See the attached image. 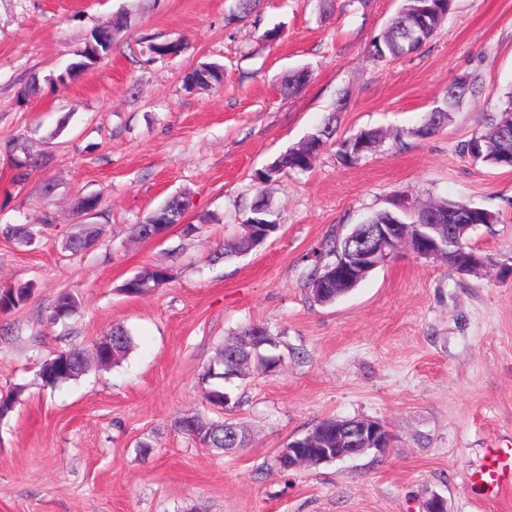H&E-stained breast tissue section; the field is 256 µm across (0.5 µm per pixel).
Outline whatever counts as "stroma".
<instances>
[{"label":"stroma","instance_id":"stroma-1","mask_svg":"<svg viewBox=\"0 0 512 512\" xmlns=\"http://www.w3.org/2000/svg\"><path fill=\"white\" fill-rule=\"evenodd\" d=\"M399 5L260 0L252 19L236 17L235 0H0V226L41 232L31 247L0 236V286L35 287L0 311V392L22 391L0 422V512H423L434 493L448 512H512V489L492 498L470 479L492 449L512 454V168L461 151L512 90V0H453L417 53L370 61ZM118 20L111 50L58 82ZM273 27L279 39L265 40ZM173 40L179 55L149 50ZM203 63L223 65V84L188 89L185 74ZM300 68L309 81L284 95V76ZM462 74L478 93L446 129L415 136ZM34 79L39 91L25 94ZM331 114L338 138L374 128L382 141L348 164L329 145L310 170L257 187V170ZM27 154L15 184L13 162ZM260 192L279 231L249 254L214 259L243 234ZM400 194L495 213L469 235L487 259L481 274L401 249L336 302L314 303L304 255ZM87 195L100 200L90 213L78 206ZM175 195L196 232L134 237ZM87 223L100 229L96 244L63 252ZM153 263L170 280L124 294ZM64 291L78 310L51 323ZM116 324L135 342L120 366L42 385L43 360L68 344L92 348ZM249 325L269 327L276 343L263 353L281 364L224 381L223 415L250 439L216 453L173 422L209 412L202 374ZM327 418L383 422L393 446L280 469L277 449Z\"/></svg>","mask_w":512,"mask_h":512}]
</instances>
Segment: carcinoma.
<instances>
[{
	"label": "carcinoma",
	"instance_id": "1",
	"mask_svg": "<svg viewBox=\"0 0 512 512\" xmlns=\"http://www.w3.org/2000/svg\"><path fill=\"white\" fill-rule=\"evenodd\" d=\"M452 0H402L399 9L390 18L384 31L370 43L369 56L374 60L384 58L405 57L410 52H417L441 27L448 16ZM224 69L217 64H202L185 76L187 86L208 87L222 81ZM309 80V72L298 69L290 72L284 81V91L294 94L298 92ZM477 92L476 81L469 76H460L448 84V90L441 104L431 108L426 113L423 122L412 134L419 137L433 136L448 126L452 112L463 102L469 93ZM336 117L332 116L315 133L296 148L278 156V161L267 169L255 173L257 184L263 185L272 181L285 171L305 172L310 169L316 156L329 144L334 142L336 135ZM512 123V91L502 95L495 115L490 119L488 130L471 138L462 147L463 154L474 161L501 166L504 156L512 154V139L504 143L499 138L500 129ZM436 210L437 224H474L477 222L493 223L496 215L484 208L466 201L439 200L433 202ZM427 224L428 217L420 210L414 214L396 213L389 208L377 211L367 218L369 224ZM0 234L20 240L23 245L30 246L36 242L39 232L27 225H9L0 229ZM98 237V228L90 231L80 229L68 237L63 247L65 250L77 254L91 248ZM344 241L324 243L313 249L310 258V270L306 275L307 285L311 298L319 302L318 289L324 288L331 296H344L348 289L334 280L321 281L324 267L328 259L336 257V251L343 248ZM169 266L155 263L143 268L138 274L125 282L121 291L128 295H140L149 288L161 286L169 281L167 275ZM34 287L25 284L17 288H0V310L7 311L19 306L30 299ZM76 298L68 293L59 294L52 305L51 320L55 323L70 318L77 310ZM117 333V341L113 344V356L110 366L120 365L133 348L132 334L124 327L113 329ZM246 365L247 369L268 372L275 368V364L268 360L259 350H235L232 344L225 345L218 357V368L210 367L203 374V380L224 378V361L230 360L232 353ZM89 364L83 348L71 345L63 348L54 357L43 361L38 376L46 387L54 388L62 383L76 380L88 370ZM21 390L14 389L0 393V421L10 417L19 402ZM174 427L180 432L196 438L201 433L211 437V449L221 451L234 447L228 435L232 432L235 423L216 420L206 414H199L194 426L185 424L181 419L174 420Z\"/></svg>",
	"mask_w": 512,
	"mask_h": 512
}]
</instances>
